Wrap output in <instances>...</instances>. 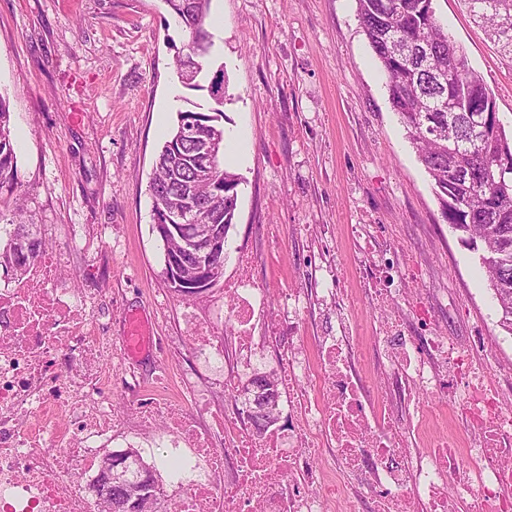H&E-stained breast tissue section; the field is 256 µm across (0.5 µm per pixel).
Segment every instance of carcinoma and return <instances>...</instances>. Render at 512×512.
<instances>
[{
	"label": "carcinoma",
	"mask_w": 512,
	"mask_h": 512,
	"mask_svg": "<svg viewBox=\"0 0 512 512\" xmlns=\"http://www.w3.org/2000/svg\"><path fill=\"white\" fill-rule=\"evenodd\" d=\"M186 33L183 46L198 49L197 61L209 65L213 35L208 29L211 0H163ZM473 18L512 55V0H464ZM360 26L385 74L390 103L407 128L420 163L429 175L441 217L478 262L500 315L499 327L512 335V129L496 112V103L464 49L438 20L433 0H357ZM210 102L197 117L195 137L184 138L181 125L164 141L149 182L153 220L165 223L160 207L177 204L195 191L203 224H233L238 175L219 163L212 180L200 181L204 167L198 143L214 129L224 132V73L212 76ZM7 98L0 93V194H13L17 177L16 144L9 127ZM0 223L10 226L0 266L17 274L46 248L37 225L25 220L20 199L9 212L0 208ZM179 235L164 244V266L178 258L187 269L196 258L181 250L177 237H188L191 224L178 225ZM227 251L209 265V284L224 276ZM138 472H153L140 454L126 456L124 474L103 501L108 512H128Z\"/></svg>",
	"instance_id": "1"
}]
</instances>
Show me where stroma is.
<instances>
[{
  "mask_svg": "<svg viewBox=\"0 0 512 512\" xmlns=\"http://www.w3.org/2000/svg\"><path fill=\"white\" fill-rule=\"evenodd\" d=\"M449 36L483 76L499 119L512 124V58L469 17L462 0H433ZM212 65L224 70L226 169L239 174L222 282L200 297L176 295L162 271L148 185L179 110L207 104L173 67L185 34L163 0H0V93L17 144L18 191L50 248L67 260L71 288H102L99 319L124 334V315L147 321L153 347L131 368L138 395L209 371L180 327L186 310L224 323V285L244 276L267 288L255 333L267 337L257 374L278 375L286 338H269L291 289L307 307L292 327L305 344L355 337L357 369L372 397L385 396L376 327L399 316L415 336L437 331L465 354L447 391L421 395L406 425L411 448L432 451L448 435L458 463L473 436L463 398L469 366L512 410V336L472 253L444 223L431 180L391 107L384 72L358 20L356 0H212ZM386 250L397 293L380 308L359 270L366 243ZM252 255L238 267V252ZM336 291L335 307L322 301Z\"/></svg>",
  "mask_w": 512,
  "mask_h": 512,
  "instance_id": "stroma-1",
  "label": "stroma"
}]
</instances>
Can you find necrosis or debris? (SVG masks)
Returning a JSON list of instances; mask_svg holds the SVG:
<instances>
[{
	"label": "necrosis or debris",
	"instance_id": "obj_1",
	"mask_svg": "<svg viewBox=\"0 0 512 512\" xmlns=\"http://www.w3.org/2000/svg\"><path fill=\"white\" fill-rule=\"evenodd\" d=\"M63 263L49 249L0 283V512L102 510L101 497H88L82 480L121 424L112 380L125 373L124 348L92 317L97 294L62 285ZM264 302V290L250 280L225 285V316L240 347L230 363L222 337L185 319L199 357L218 369L216 385L235 398L231 412L214 419L223 447L198 425L210 404L203 389L189 388L182 399L163 388L140 410L141 429L162 426L158 447L181 457L180 469L158 486L167 512H335L340 498L349 512H362L358 489L327 483L325 471L335 466L377 484L374 512H512V411L498 407L483 367L468 374L474 440L465 469L446 436L435 437L429 461L406 445L390 400L442 390L443 367L457 366L462 351L441 334L398 346L399 324L385 323L379 341L390 396L379 402L357 377L343 337H323L314 365L292 344L281 361L288 410L305 429L256 433L242 389L257 359L254 317ZM310 378L313 397L305 390ZM316 456L321 466L312 465Z\"/></svg>",
	"mask_w": 512,
	"mask_h": 512
}]
</instances>
